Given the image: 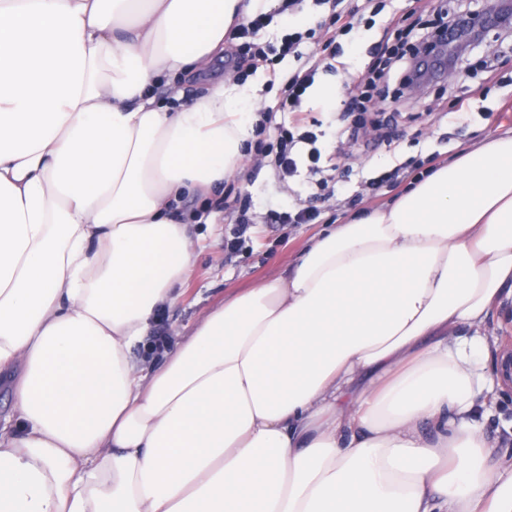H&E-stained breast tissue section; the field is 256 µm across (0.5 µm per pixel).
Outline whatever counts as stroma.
<instances>
[{"instance_id":"obj_1","label":"stroma","mask_w":512,"mask_h":512,"mask_svg":"<svg viewBox=\"0 0 512 512\" xmlns=\"http://www.w3.org/2000/svg\"><path fill=\"white\" fill-rule=\"evenodd\" d=\"M499 57L496 77H487L482 68L486 53ZM468 78L451 84L428 86L423 95L406 97L400 107L397 134L392 143L370 145L339 137L340 117L347 98L341 76H324V83L336 89L332 103L310 98L313 118L317 119L319 145L324 155L335 156L331 175L342 192L322 205L325 218L345 223L355 209L370 210L392 203L409 189L417 173L416 162L435 159L442 164L463 150L482 145L512 131V33L491 30L469 60L464 63ZM467 92L472 109L464 114L446 112L447 95ZM399 169L397 184L379 192L365 191L362 176ZM235 187L248 190L252 197L253 222L241 249L228 253L225 242L233 226L228 215L211 224L192 225L197 240L195 267L178 304L162 314L153 333L174 336L176 330L192 326L205 311L221 301L226 293L250 288L263 280L288 273L303 250L323 227L319 224H271L267 212L271 205L287 202L277 180L267 166L251 163ZM362 195L359 207L346 204V197Z\"/></svg>"}]
</instances>
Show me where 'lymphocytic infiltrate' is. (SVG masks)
Masks as SVG:
<instances>
[{
  "instance_id": "obj_1",
  "label": "lymphocytic infiltrate",
  "mask_w": 512,
  "mask_h": 512,
  "mask_svg": "<svg viewBox=\"0 0 512 512\" xmlns=\"http://www.w3.org/2000/svg\"><path fill=\"white\" fill-rule=\"evenodd\" d=\"M312 2L314 6L328 9L317 28L288 31L277 44L263 43L258 39L259 32L270 25L274 14L261 13L246 18L230 32L224 59L225 71L234 72L238 81H246L259 68L297 53L300 43L314 38L320 30L328 35V48H335L336 34L355 37L371 30L375 16L384 9L386 0H364V7L356 10L347 9L344 0ZM461 19V13L448 9L446 0H415L410 11L400 16L390 15L380 40L369 48L370 59L345 102L347 114L353 117L349 133L351 139L367 134L365 113H381L400 102L413 81L416 59L432 52L436 35L455 29ZM321 64L320 58L310 56L284 83L279 108L287 112V122H274L272 114L266 110L258 113L255 122L257 138L250 142L249 147L259 152L279 178L296 176L303 165L307 166L310 174L320 171L321 151L316 146L317 136L304 129L300 114L303 98L314 85Z\"/></svg>"
}]
</instances>
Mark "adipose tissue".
Returning a JSON list of instances; mask_svg holds the SVG:
<instances>
[{"instance_id":"ef3b65f1","label":"adipose tissue","mask_w":512,"mask_h":512,"mask_svg":"<svg viewBox=\"0 0 512 512\" xmlns=\"http://www.w3.org/2000/svg\"><path fill=\"white\" fill-rule=\"evenodd\" d=\"M277 0H0V512H512L484 328L512 298V133L315 238L161 364L180 216L241 176L258 89L158 103Z\"/></svg>"}]
</instances>
